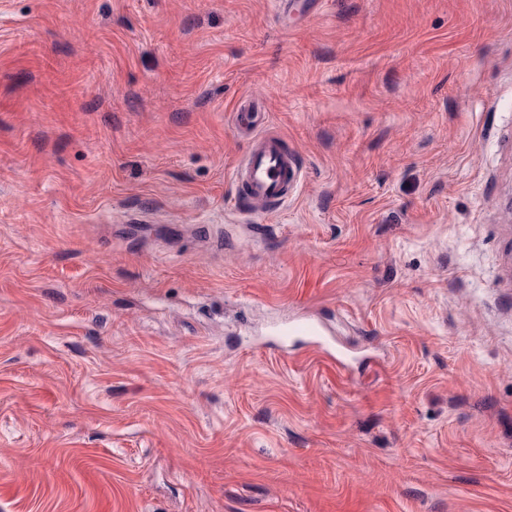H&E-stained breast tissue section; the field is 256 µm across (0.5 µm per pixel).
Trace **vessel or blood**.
I'll return each mask as SVG.
<instances>
[{
  "label": "vessel or blood",
  "instance_id": "vessel-or-blood-1",
  "mask_svg": "<svg viewBox=\"0 0 512 512\" xmlns=\"http://www.w3.org/2000/svg\"><path fill=\"white\" fill-rule=\"evenodd\" d=\"M261 126L260 113L252 108H243L237 112L235 128L248 136L251 144L235 174V181L242 202L268 212L288 199L297 180L299 162L284 138L262 134ZM274 334L276 345L282 348L286 347L289 340L297 337L309 339L323 350L331 345L322 327L305 318L276 328Z\"/></svg>",
  "mask_w": 512,
  "mask_h": 512
}]
</instances>
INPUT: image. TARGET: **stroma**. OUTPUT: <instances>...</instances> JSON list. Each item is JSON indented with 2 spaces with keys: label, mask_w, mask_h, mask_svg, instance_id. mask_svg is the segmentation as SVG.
Instances as JSON below:
<instances>
[{
  "label": "stroma",
  "mask_w": 512,
  "mask_h": 512,
  "mask_svg": "<svg viewBox=\"0 0 512 512\" xmlns=\"http://www.w3.org/2000/svg\"><path fill=\"white\" fill-rule=\"evenodd\" d=\"M0 512H512V0H0ZM261 126L260 112L244 107L236 113L235 129L248 136L251 144L242 158L241 169L236 171L235 181L242 202L269 212L288 200L300 167L285 139L263 135ZM273 333L276 338L272 340V343L279 345L278 347L281 349L286 347L288 340L295 337L307 338L312 344L323 350H327L331 345V341L322 327L305 318L297 319L284 327H278L273 330Z\"/></svg>",
  "instance_id": "obj_1"
}]
</instances>
